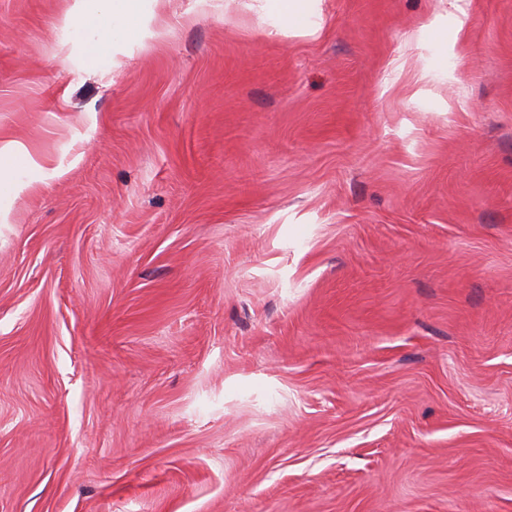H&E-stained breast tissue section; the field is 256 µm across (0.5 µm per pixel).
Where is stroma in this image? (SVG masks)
Returning a JSON list of instances; mask_svg holds the SVG:
<instances>
[{"label":"stroma","instance_id":"1","mask_svg":"<svg viewBox=\"0 0 512 512\" xmlns=\"http://www.w3.org/2000/svg\"><path fill=\"white\" fill-rule=\"evenodd\" d=\"M0 0V512H512V0Z\"/></svg>","mask_w":512,"mask_h":512}]
</instances>
